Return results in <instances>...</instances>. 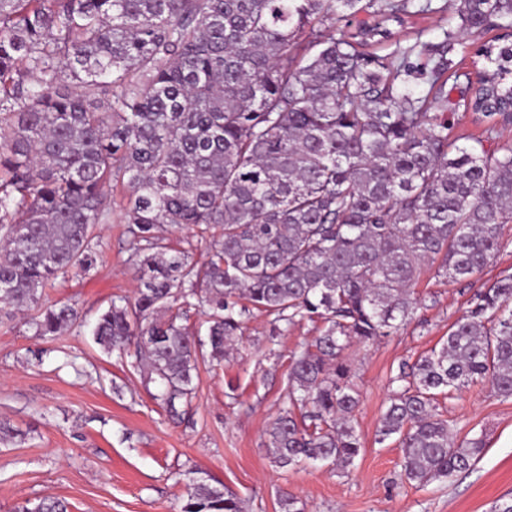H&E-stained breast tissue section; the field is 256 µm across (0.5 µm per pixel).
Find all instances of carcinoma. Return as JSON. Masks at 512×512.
<instances>
[{
    "label": "carcinoma",
    "mask_w": 512,
    "mask_h": 512,
    "mask_svg": "<svg viewBox=\"0 0 512 512\" xmlns=\"http://www.w3.org/2000/svg\"><path fill=\"white\" fill-rule=\"evenodd\" d=\"M408 2L0 0V307H37L40 336L80 319L73 304L40 305L43 290L96 268V230L112 219L104 188L121 184L139 287L98 315L95 342L145 361L175 418L199 361L229 357L250 309L275 332L321 324L293 356L268 447L280 469L347 470L362 444L345 351L413 320L425 265L458 282L512 245V142L483 144L512 124V0H456L459 23L427 74L407 65L414 46L364 51ZM365 11L372 23L334 33ZM491 28L501 34L477 48L483 72L467 102L484 138L458 146L439 79L459 36ZM423 75L434 94L410 87ZM164 224L220 238L198 263L163 242ZM193 307L207 316L205 343L183 324ZM389 383L378 436H398L405 479L469 471L484 439L457 438L439 397L477 383L512 397V275L474 292L441 347ZM279 508L305 512L287 492ZM181 512L243 507L198 477Z\"/></svg>",
    "instance_id": "cac0c4a2"
}]
</instances>
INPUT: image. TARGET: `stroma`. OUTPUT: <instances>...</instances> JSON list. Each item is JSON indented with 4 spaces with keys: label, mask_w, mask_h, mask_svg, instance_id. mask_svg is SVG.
I'll return each instance as SVG.
<instances>
[{
    "label": "stroma",
    "mask_w": 512,
    "mask_h": 512,
    "mask_svg": "<svg viewBox=\"0 0 512 512\" xmlns=\"http://www.w3.org/2000/svg\"><path fill=\"white\" fill-rule=\"evenodd\" d=\"M453 8L454 0H411L385 49L440 43ZM111 195L112 221L98 227L96 270L59 276L47 291L50 299L76 302L84 325L41 337L33 310H0V419L20 431L0 440V512L48 496L68 502L69 512H181L192 470L223 483L244 512H279L285 492L301 497L307 512H488L512 493V398L487 386H471L445 403L457 436L485 441L468 473L408 482L401 448L377 436L392 371L440 347L474 290L512 273V247L470 283H447L423 270L411 324L351 348L362 450L349 471L282 470L270 463L266 430L285 406L290 358L314 336L313 324L275 337L268 316L251 311L233 354L220 365H200L192 405L183 420L172 421L155 398L156 384L90 336L97 314L115 297H133L138 285L126 263L121 187Z\"/></svg>",
    "instance_id": "obj_1"
}]
</instances>
